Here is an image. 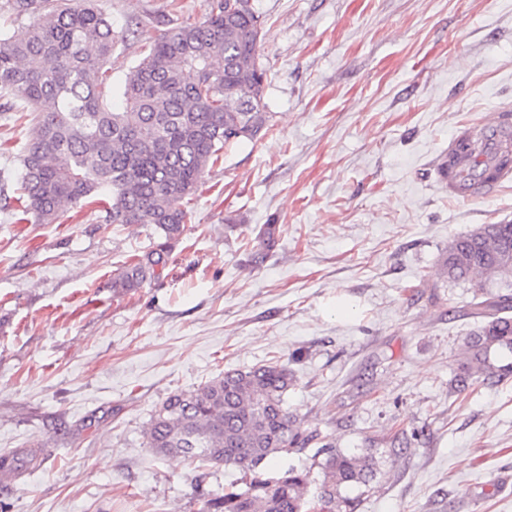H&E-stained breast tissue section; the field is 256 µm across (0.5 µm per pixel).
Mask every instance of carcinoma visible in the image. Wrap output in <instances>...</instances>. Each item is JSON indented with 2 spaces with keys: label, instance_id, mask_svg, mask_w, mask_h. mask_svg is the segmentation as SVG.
<instances>
[{
  "label": "carcinoma",
  "instance_id": "carcinoma-1",
  "mask_svg": "<svg viewBox=\"0 0 512 512\" xmlns=\"http://www.w3.org/2000/svg\"><path fill=\"white\" fill-rule=\"evenodd\" d=\"M28 26L0 32V91L34 112L21 158L23 213L51 222L66 204L95 206L112 224H153L165 242L112 278L116 293L142 287L167 263L189 213L175 203L195 194L208 167L230 145L255 142L273 127L260 58L263 17L251 0H209L202 20L157 31L127 76L122 108L104 103L103 67L116 40L94 0H13ZM277 225L254 238L251 260L273 248ZM441 275L476 283L482 325L462 352L467 377L512 374V224H483L448 242ZM288 367L270 362L232 370L193 391L171 394L153 415L147 444L182 456L253 472L275 454L309 441L285 407ZM323 480L309 494V473L293 467L272 478L230 485L206 512H354L348 491L375 477L373 459L324 446Z\"/></svg>",
  "mask_w": 512,
  "mask_h": 512
}]
</instances>
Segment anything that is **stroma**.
<instances>
[{"mask_svg":"<svg viewBox=\"0 0 512 512\" xmlns=\"http://www.w3.org/2000/svg\"><path fill=\"white\" fill-rule=\"evenodd\" d=\"M168 2L96 0L116 34L108 87L157 16L209 4ZM252 3L274 126L224 149L142 288L115 293L112 275L156 247L154 225L70 205L21 222L15 183L0 185V456L39 452L0 479V512H205L242 471L156 456L151 418L172 393L274 360L316 438L268 475L320 478L330 443L376 462L356 512H512V376L463 380L474 289L439 273L451 239L512 224V181L462 202L436 168L459 127L512 106V0ZM30 125L0 111V169L18 168ZM266 224L279 233L257 265ZM279 232L277 225H263L254 238L255 244L251 250V260L254 264H261L266 259L268 252L276 242V235Z\"/></svg>","mask_w":512,"mask_h":512,"instance_id":"obj_1","label":"stroma"}]
</instances>
